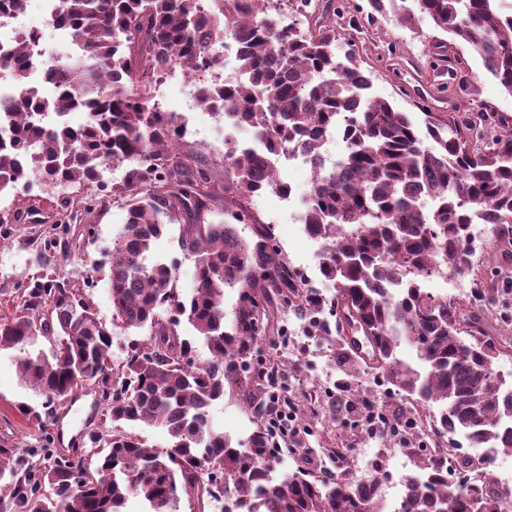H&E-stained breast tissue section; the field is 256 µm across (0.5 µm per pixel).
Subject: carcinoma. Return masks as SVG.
<instances>
[{"label":"carcinoma","instance_id":"1","mask_svg":"<svg viewBox=\"0 0 512 512\" xmlns=\"http://www.w3.org/2000/svg\"><path fill=\"white\" fill-rule=\"evenodd\" d=\"M59 21L81 54L56 60L54 87L44 97L27 81V39L17 40L13 93L0 101V194L30 181L94 186L107 161L134 162L123 184L130 198L126 223L109 261L112 325L147 328V339L112 358V333L82 289L47 276L17 293L21 309L0 319V350L18 351L17 367L45 397L44 412H19L50 441L49 419L86 380L104 396V423L84 433L96 457H37L0 440V512H122L131 497L148 512H177L179 494L200 506L230 499L224 512H512V489L490 476L499 455L512 456V388L495 371L505 355L484 330L482 312L492 292L468 302L434 297L417 278L443 268H472L470 213L489 216L499 242L512 229V129L484 141L455 117L437 122L425 113L421 132L409 116L369 94L356 50H338L327 17L334 0H60ZM27 0H0V19L25 11ZM287 7L304 15V32L270 14ZM366 15L398 17L406 25L428 18L452 41L471 49L486 71L512 93V6L509 0H368ZM212 38L237 45L239 73L224 83L201 81L197 105L235 120L265 147L235 145L224 156L222 193L247 198L264 190L288 193V183L267 168L287 149L312 164L306 231L324 244L321 275L336 288L342 358L386 371L388 381L422 408L440 407V424L462 434L477 457L423 462L404 482L400 500L387 506L380 477L351 482L344 475L309 480L272 475L274 442L262 428L245 442L212 429L210 405L224 384L244 377L243 358L267 334L273 296L321 302L304 292L268 230L254 246L229 224H202L215 198L209 170L170 140L155 112L153 81L173 64L195 78L216 67ZM83 112L79 126L46 127L39 112ZM340 130L347 150L322 158L326 134ZM179 224V240L195 257L191 296L176 288L175 268L144 257L153 242ZM240 287L261 303L239 306L234 332L224 331V289ZM186 317L211 359L193 362V344L180 336ZM408 343L416 362L398 357ZM143 422L164 429L170 446L149 447L126 431Z\"/></svg>","mask_w":512,"mask_h":512}]
</instances>
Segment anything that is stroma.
Segmentation results:
<instances>
[{
	"instance_id": "35a3bbf8",
	"label": "stroma",
	"mask_w": 512,
	"mask_h": 512,
	"mask_svg": "<svg viewBox=\"0 0 512 512\" xmlns=\"http://www.w3.org/2000/svg\"><path fill=\"white\" fill-rule=\"evenodd\" d=\"M443 33L429 20L416 26L402 25L397 18H381L364 24L355 35L363 67L371 80L372 96L390 102L408 113L416 125H423L426 112L437 119L454 115L469 120L478 104L495 111L512 128V94L488 74L480 58L461 44L448 47L456 64L446 68L435 61V45ZM194 130L188 149L213 172L224 175V124L214 114L197 105L184 107ZM121 180L109 179L99 195L100 204L91 216L93 233L84 236L72 231L68 249H47L35 244V237L61 223L66 211L60 197L41 193L38 187L18 189L0 196V214L23 210L24 222L0 224V316L14 313L12 299L19 288L47 275L57 281L83 287L99 319L111 322L112 305L106 260L112 252L116 234L127 215L128 198L121 193ZM255 221L236 225L239 237L247 243L256 240L257 227L274 233L291 268H303L307 285L323 299H331L333 288L324 284L318 267V243L309 241L303 225L288 223L287 200L266 193L248 200ZM149 260H162L176 266V285L182 295L194 287L195 261L178 241L177 228L155 242ZM476 263L466 273L465 287H456V274L447 282L429 283V292L464 301L477 288L497 289L506 310L489 309L486 317L493 335L512 338V242L496 249L480 247ZM277 330L259 344L261 362L275 359L288 375V401L297 413L296 433L285 443L272 464L275 474L301 472L311 479L349 471L352 480H367L375 472L385 477L387 501L397 500L406 476L418 473L422 455L416 450L394 446L384 438H368L347 410L352 391L362 390L387 412L408 415L415 401L390 388L381 371L344 367L340 349L318 336L308 335L309 315L296 304L279 305ZM347 380L350 390L336 391L337 380ZM44 396L20 376L11 350L0 351V440L18 446L35 445L39 432L19 413V405L42 410ZM265 386L259 384L225 386L223 398L209 409L215 430L232 440H244L264 424L256 408L267 405ZM102 410L89 390L82 389L58 411L51 431L54 447L66 450L71 439L80 437L84 423L100 425Z\"/></svg>"
}]
</instances>
